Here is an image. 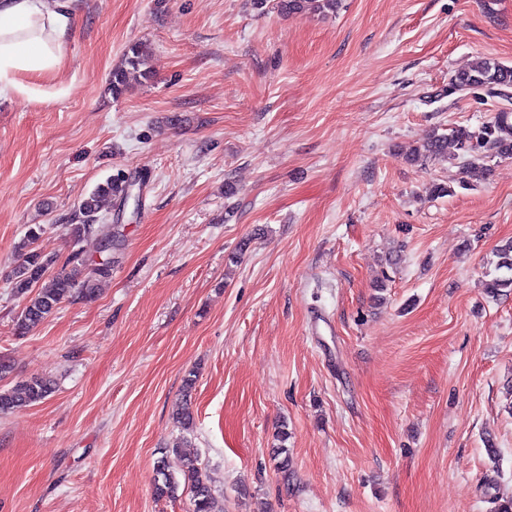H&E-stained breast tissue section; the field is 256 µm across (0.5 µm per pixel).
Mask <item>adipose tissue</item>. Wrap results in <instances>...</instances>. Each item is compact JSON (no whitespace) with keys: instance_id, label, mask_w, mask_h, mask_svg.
<instances>
[{"instance_id":"obj_1","label":"adipose tissue","mask_w":512,"mask_h":512,"mask_svg":"<svg viewBox=\"0 0 512 512\" xmlns=\"http://www.w3.org/2000/svg\"><path fill=\"white\" fill-rule=\"evenodd\" d=\"M71 18V0H0V82L57 72Z\"/></svg>"}]
</instances>
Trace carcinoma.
I'll list each match as a JSON object with an SVG mask.
<instances>
[{
	"mask_svg": "<svg viewBox=\"0 0 512 512\" xmlns=\"http://www.w3.org/2000/svg\"><path fill=\"white\" fill-rule=\"evenodd\" d=\"M339 0H277L278 11L290 13H334ZM151 51L147 44L135 42L128 45L124 53L122 66L112 70L110 82L112 94H122L130 75L139 74L144 78L151 76L147 67ZM485 91L497 98L505 107L496 113L494 120L477 129L457 126L448 134H433L417 146L409 161L423 163L448 157V145L466 157L464 164L467 179L459 182L466 189L472 182L486 179L491 172L487 160L512 156V112L506 104L512 101V67L488 59L478 60L469 68L456 73L448 83V94L474 93ZM134 183L123 177H109L98 184L79 205L81 223L69 228L70 238L79 242L98 220L105 204L114 199L127 200L131 196ZM42 227L34 224L28 227L24 237L16 246L19 264L12 278L14 293L24 299V306L15 323V330L26 333L36 327L64 300L73 296L92 300L97 296V282L112 274V261L100 263L93 268H86L85 261L79 254L69 258L67 264L55 268L56 259L38 252L34 244L39 238ZM495 268L512 271V240L496 250ZM197 374L189 372L183 380L181 401L172 413L176 427L184 432L193 431L195 419L191 405L192 392L195 389ZM55 392V383L47 378L34 377L20 382L10 388H0V413L14 411L45 400ZM288 437L283 431L278 436L281 446L273 449L277 460V470L288 479L290 457L288 449L282 446ZM189 494L193 503V512H224L219 505L212 479L207 466L196 457L186 458L181 476L177 477L166 469L164 460L157 461L153 484L154 496L158 499H172L179 491Z\"/></svg>",
	"mask_w": 512,
	"mask_h": 512,
	"instance_id": "carcinoma-1",
	"label": "carcinoma"
}]
</instances>
